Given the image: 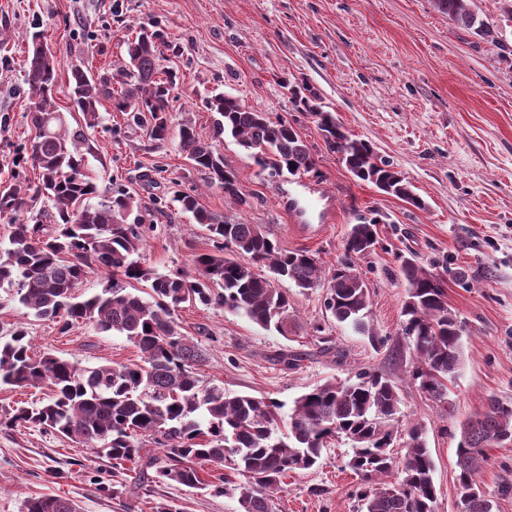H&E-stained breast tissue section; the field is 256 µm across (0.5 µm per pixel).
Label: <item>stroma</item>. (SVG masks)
<instances>
[{"mask_svg": "<svg viewBox=\"0 0 512 512\" xmlns=\"http://www.w3.org/2000/svg\"><path fill=\"white\" fill-rule=\"evenodd\" d=\"M474 3L492 36L460 29L433 0H0V188L29 134L27 33L43 31L52 45L60 61L53 97L73 123L83 115L71 96L72 66L95 77L112 75L126 64L127 40L146 26L164 32V64L178 72L171 129L189 122L201 138L215 140L252 201L235 210L222 190L204 185L176 141L155 146L110 103L99 105L90 138L104 182H116L143 205H163L150 215L147 267L190 274L195 254L211 247L205 228L173 202L178 191L195 193L209 211L260 225L284 249L310 250L328 271L343 259L351 225L377 216L374 250L354 260L369 289L373 336L336 322L324 306L326 287L303 290L289 280L276 283L294 310L288 336L201 304L179 308L177 321L206 354L203 379L230 393L289 405L361 367L391 379L403 425L424 427L435 462L436 512H456L462 423L482 413L490 396L512 401V0ZM283 77L308 85L347 133L390 160L424 209L355 180L326 149L312 118L292 103L279 83ZM219 93L294 124L317 161L316 173L304 180L328 206L331 222L299 212L298 187L261 171L232 137L214 139L207 102ZM404 258L443 277L448 306L464 323L463 362L445 404L410 382L413 359L401 334L407 291L398 275ZM22 320L35 351L83 367L140 358L122 334L99 333L82 322L63 334L55 323L24 319L12 296L0 291V341ZM283 352L298 355L299 366L277 363ZM346 450L333 442L320 466L289 474L278 512H358L359 478L345 464ZM137 474L134 464L113 467L41 426L0 427V512H21L24 500L40 494L72 499L80 512H153L164 501L182 512H239L236 500L207 487L154 483L148 494H121ZM506 479L512 481L510 444L489 449L479 474L495 512H512V495L498 494Z\"/></svg>", "mask_w": 512, "mask_h": 512, "instance_id": "1", "label": "stroma"}]
</instances>
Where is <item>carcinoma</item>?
Wrapping results in <instances>:
<instances>
[{
	"mask_svg": "<svg viewBox=\"0 0 512 512\" xmlns=\"http://www.w3.org/2000/svg\"><path fill=\"white\" fill-rule=\"evenodd\" d=\"M437 10L459 27L481 36L491 30L473 10V0H433ZM43 37L27 36L31 50L24 84L33 101L28 114L32 135L16 154V169L30 165L38 182H14L0 191V217L9 220L7 242H0V289L14 293L24 317L52 321L65 332L77 322L100 333L117 332L141 352L142 363H113L85 369L50 353L37 356L25 323L16 324L9 340L0 342V384L26 388L46 383L48 401L18 406L0 414V427L44 425L70 440L89 446L120 466H140L154 482L194 488L204 467H226L238 482L221 475L211 493L238 496L240 512H277L275 499L290 472L321 465L323 452L335 439L350 444L349 468L364 481L356 495L360 512H436L434 461L424 427L407 429L403 457L393 444L401 432L399 387L366 370L356 380L328 379L293 401L288 414L267 398L226 393L204 385L198 366L205 353L184 335L175 318L185 304L200 303L246 317L265 330L288 335L294 326L288 295L255 272L265 266L276 278L302 289L324 278L317 257L307 250H286L258 224L200 207L185 193L175 197L182 210L206 228L212 249L194 256V275H155L143 265L146 227L140 203L120 188L100 186L88 168L94 154L86 130L98 123V105L106 99L112 111L128 114L146 128L156 145L171 138L167 112L176 74L163 70L160 30L143 29L126 42L129 66L117 74V86L96 79L80 66L71 68L74 102L84 124L71 126L56 109L53 90L58 59L41 55ZM293 103L315 119L327 150L339 155L352 176L374 185L416 209L424 200L411 183L371 144L346 133L334 113L316 104L307 87L282 81ZM219 115L213 138L232 137L254 163L274 176H296L316 170L310 146L288 120L258 112L231 94L208 103ZM180 150L207 185L224 191L239 208L250 197L213 143L190 123L177 133ZM42 202L37 218L22 219L32 204ZM376 218L351 226L344 256L329 278L326 308L341 324L374 336L369 322V289L351 264L377 242ZM246 254L252 264L234 258ZM92 273L105 280L94 294L78 293ZM407 298L402 307V336L412 349V381L430 398L444 402L448 382L462 363L463 322L448 307L444 280L414 260H401ZM147 283V289L138 284ZM154 449L147 448V444ZM512 444V403L491 397L485 411L461 427L456 448L460 494L457 512H493L494 504L478 476L486 449ZM23 512H78L71 499L41 495L23 502Z\"/></svg>",
	"mask_w": 512,
	"mask_h": 512,
	"instance_id": "cac0c4a2",
	"label": "carcinoma"
}]
</instances>
